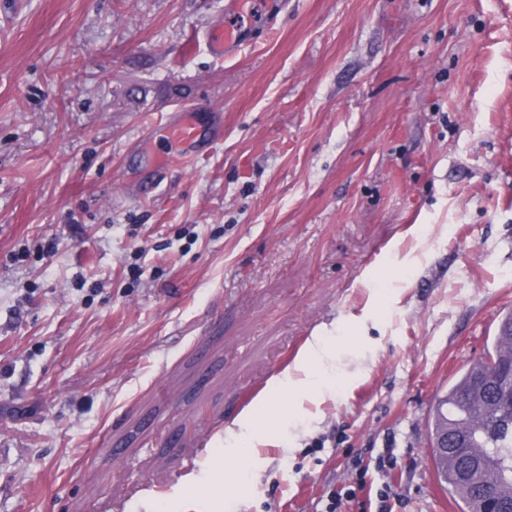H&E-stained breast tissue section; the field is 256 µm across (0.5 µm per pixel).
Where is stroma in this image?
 Wrapping results in <instances>:
<instances>
[{"label":"stroma","mask_w":512,"mask_h":512,"mask_svg":"<svg viewBox=\"0 0 512 512\" xmlns=\"http://www.w3.org/2000/svg\"><path fill=\"white\" fill-rule=\"evenodd\" d=\"M511 313L512 0H0V512H461L428 420ZM241 32L237 26L226 24L207 33V43L218 57L232 56L241 48ZM164 128L166 138L181 151L183 159L190 161L196 157L192 149L198 141L200 130L195 112H182ZM328 336L314 333L305 343L292 368L273 376L256 402L281 415L285 397L302 402L323 393L321 376L332 361V350ZM234 426L236 428H224V462H235L236 468L231 469L229 473L241 478L245 472L260 463L256 448L265 443L266 435L260 429L258 418L252 409L243 411L235 420ZM244 438H247L248 448H240V441Z\"/></svg>","instance_id":"obj_1"}]
</instances>
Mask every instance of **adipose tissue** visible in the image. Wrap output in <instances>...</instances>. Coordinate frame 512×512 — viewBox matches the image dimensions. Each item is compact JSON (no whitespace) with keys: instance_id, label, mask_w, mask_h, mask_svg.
Wrapping results in <instances>:
<instances>
[{"instance_id":"ef3b65f1","label":"adipose tissue","mask_w":512,"mask_h":512,"mask_svg":"<svg viewBox=\"0 0 512 512\" xmlns=\"http://www.w3.org/2000/svg\"><path fill=\"white\" fill-rule=\"evenodd\" d=\"M332 360V350L323 333H314L305 343L292 368L273 376L257 401L267 409L280 411L284 398L301 402L320 395L322 376ZM266 436L252 410L243 411L224 430L225 462L233 463V475L242 476L259 462L257 448Z\"/></svg>"}]
</instances>
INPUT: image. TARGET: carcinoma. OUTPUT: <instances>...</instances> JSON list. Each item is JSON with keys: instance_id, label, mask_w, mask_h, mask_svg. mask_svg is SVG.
<instances>
[{"instance_id": "carcinoma-1", "label": "carcinoma", "mask_w": 512, "mask_h": 512, "mask_svg": "<svg viewBox=\"0 0 512 512\" xmlns=\"http://www.w3.org/2000/svg\"><path fill=\"white\" fill-rule=\"evenodd\" d=\"M512 364V315L501 324L488 358L473 363L449 385L438 400L431 418V438L439 441L453 423L464 421L475 437L467 448V458L481 463L483 474L497 476L502 466L512 465V412H501L486 404L478 394V379L494 378ZM439 480L449 494L461 500L463 512H482L483 498L467 482L458 478L452 458L433 456Z\"/></svg>"}]
</instances>
